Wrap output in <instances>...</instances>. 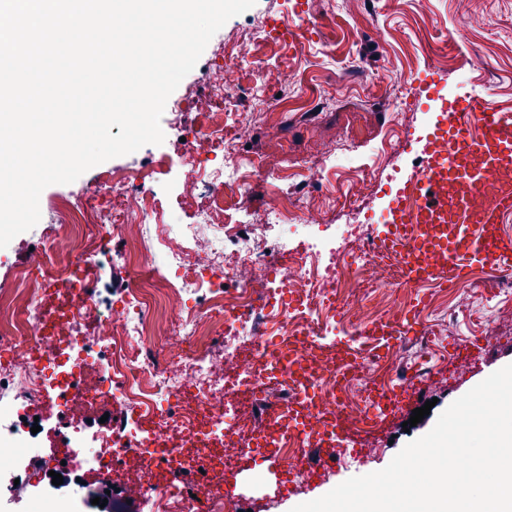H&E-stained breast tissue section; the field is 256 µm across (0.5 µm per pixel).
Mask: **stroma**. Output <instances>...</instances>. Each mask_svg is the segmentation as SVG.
<instances>
[{"instance_id": "1", "label": "stroma", "mask_w": 512, "mask_h": 512, "mask_svg": "<svg viewBox=\"0 0 512 512\" xmlns=\"http://www.w3.org/2000/svg\"><path fill=\"white\" fill-rule=\"evenodd\" d=\"M256 43L253 59L242 63L244 80L234 93L237 108L266 116L252 135L238 145L240 157L263 156L271 166L282 161L302 164L313 142L335 144L337 152L358 160L370 158L396 129L399 113L413 115L417 124L428 119L429 88L451 91L454 73L431 70L429 46L445 40L456 47L455 70L468 75L469 91L489 96L502 108L512 107V0H256L254 6L229 19L212 37V44H232L243 35ZM301 40L304 56H293L290 45ZM289 67L295 82L286 87L274 80H258V72ZM288 121L287 149L266 134V126ZM418 143L400 145L389 163L371 165L374 197L369 206L388 205L398 184L392 168L402 176L413 172ZM172 166L162 186V200L175 204L179 194L176 166L181 152L174 142L146 145L110 159L85 172L80 180L54 184L40 196L41 218L1 249L11 261H21L27 249L40 244L53 206L62 198L90 194L101 173H131L158 155ZM459 333L447 334L444 344L422 351L420 343L402 345L414 370H433L439 406L447 408L496 370L512 364V314L498 321L501 337L483 350L463 376L449 373L447 350L471 338L477 318L461 314ZM399 420L383 423L368 435L372 457L346 461L305 482L280 485L278 467L247 463L229 478L226 496L246 500L251 512H291L298 504L323 496L345 480L385 468L409 442Z\"/></svg>"}]
</instances>
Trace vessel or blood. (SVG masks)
Returning a JSON list of instances; mask_svg holds the SVG:
<instances>
[{
	"mask_svg": "<svg viewBox=\"0 0 512 512\" xmlns=\"http://www.w3.org/2000/svg\"><path fill=\"white\" fill-rule=\"evenodd\" d=\"M445 108L447 116L424 146L419 169L390 203L392 227L379 243L382 250L402 254L415 281L439 278L449 282L463 277L471 265L496 270L512 258V240L500 232L503 217L512 214V193L500 195L495 210L484 216L464 202L448 208L446 197L448 181L479 191L488 170L512 164V114L486 97L472 95L458 96ZM409 196L419 201L413 215L405 205ZM398 334V327L390 324L367 328L355 345H344L346 365H354L364 355L379 354L395 343ZM413 403V398L383 392L370 411L387 421ZM360 442V434L335 424L322 440L306 448V465L311 473H319L335 462L338 446Z\"/></svg>",
	"mask_w": 512,
	"mask_h": 512,
	"instance_id": "b4317fda",
	"label": "vessel or blood"
}]
</instances>
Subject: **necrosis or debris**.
I'll use <instances>...</instances> for the list:
<instances>
[{"instance_id": "4bbe7bcc", "label": "necrosis or debris", "mask_w": 512, "mask_h": 512, "mask_svg": "<svg viewBox=\"0 0 512 512\" xmlns=\"http://www.w3.org/2000/svg\"><path fill=\"white\" fill-rule=\"evenodd\" d=\"M253 53V39L241 36L229 63L201 71L211 94L193 101L202 125L185 134L178 208L152 190L154 164L131 177L108 174L95 198L56 208L48 247L0 286V498L72 512L85 458L97 464L98 482L83 507L117 486L150 512H237L224 498V471L244 449H270L293 480H306L303 450L330 422L359 430L374 389L393 382L412 391L389 353L336 382L335 321L356 333L400 319L420 286L394 277L398 257L378 249L389 217L365 220L373 184L361 167L331 183L335 145L319 144L318 164L292 181L286 167L250 170L237 157L261 115L225 111L224 98L239 85L237 61ZM256 178L274 183L262 210L230 221ZM339 205L347 220L331 223ZM109 236L124 246L129 276L119 287L98 273ZM216 337L223 352L210 346ZM300 378L312 404L304 434L278 418L301 404ZM47 400L58 407L59 450L35 473L29 453L42 436L30 424ZM159 448L173 449V463L197 473V485L170 484ZM58 470L66 477L56 486Z\"/></svg>"}]
</instances>
